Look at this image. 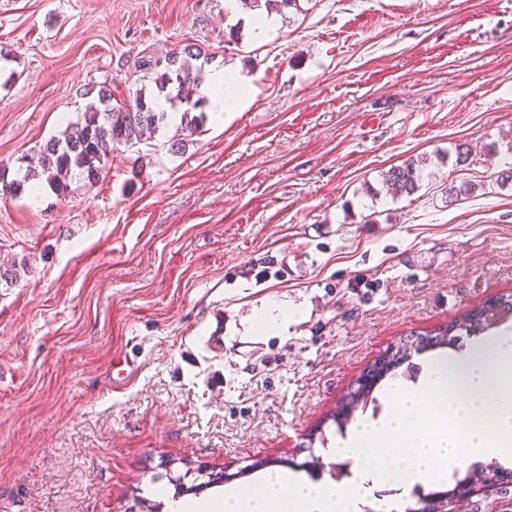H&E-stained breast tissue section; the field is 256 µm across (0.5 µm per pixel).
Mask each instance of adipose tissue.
<instances>
[{
    "label": "adipose tissue",
    "mask_w": 512,
    "mask_h": 512,
    "mask_svg": "<svg viewBox=\"0 0 512 512\" xmlns=\"http://www.w3.org/2000/svg\"><path fill=\"white\" fill-rule=\"evenodd\" d=\"M207 86L217 115L249 90L245 77L218 68L210 69ZM387 399L389 411L354 428L336 451L350 464L349 480L327 486L289 475L283 495L282 481L271 478L251 493L176 502L174 512H369L381 487L408 492L476 461H512V332L429 363L417 386L393 383Z\"/></svg>",
    "instance_id": "ef3b65f1"
}]
</instances>
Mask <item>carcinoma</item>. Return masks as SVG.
I'll return each mask as SVG.
<instances>
[{"mask_svg":"<svg viewBox=\"0 0 512 512\" xmlns=\"http://www.w3.org/2000/svg\"><path fill=\"white\" fill-rule=\"evenodd\" d=\"M298 0H238L245 10H256L265 5L280 8H293ZM202 54L201 46L189 43L155 61H144L140 67L155 75L153 82L156 92L148 95L141 88L135 96L118 105L112 104V92L101 88L97 99L87 103L78 121L67 126L60 136L45 142L31 156L23 159L25 167L18 168L17 176L8 179V172L0 171V198L4 199L25 188L35 180L46 186L58 198L67 199L70 183L78 178L89 184L99 181L109 153L117 146L134 147L143 141L146 132H154L159 125L169 119H179L178 129L191 137L204 125L209 107V98L204 94H194L201 82L202 65L198 64ZM423 170L419 161L407 160L382 173L383 181L396 196L410 195L418 187ZM504 321L499 316L488 322L481 312H466L450 325L426 333L427 341L419 346V351H432L456 345V332L466 336H476L498 327ZM372 391L359 390L348 393L343 414L334 415L336 430L343 433L344 425L351 420L358 407L375 402ZM508 469L497 461L474 464L465 472H455L454 485L444 491H432L433 507L442 505L463 487L479 489L495 475L506 473ZM418 492L417 497L427 496ZM480 512H512V496L493 498L478 504Z\"/></svg>","mask_w":512,"mask_h":512,"instance_id":"obj_1","label":"carcinoma"}]
</instances>
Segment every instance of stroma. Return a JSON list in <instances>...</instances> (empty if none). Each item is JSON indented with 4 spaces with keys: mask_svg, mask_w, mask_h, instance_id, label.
Returning a JSON list of instances; mask_svg holds the SVG:
<instances>
[{
    "mask_svg": "<svg viewBox=\"0 0 512 512\" xmlns=\"http://www.w3.org/2000/svg\"><path fill=\"white\" fill-rule=\"evenodd\" d=\"M224 0H0V168L188 42L252 90L175 149L0 199V512H169L268 473L391 346L512 295V0H299L266 37ZM467 146L466 162L456 157ZM423 161L411 195L381 174ZM471 190L450 198V186ZM296 314L262 329L270 303ZM223 344H216V337Z\"/></svg>",
    "mask_w": 512,
    "mask_h": 512,
    "instance_id": "obj_1",
    "label": "stroma"
}]
</instances>
